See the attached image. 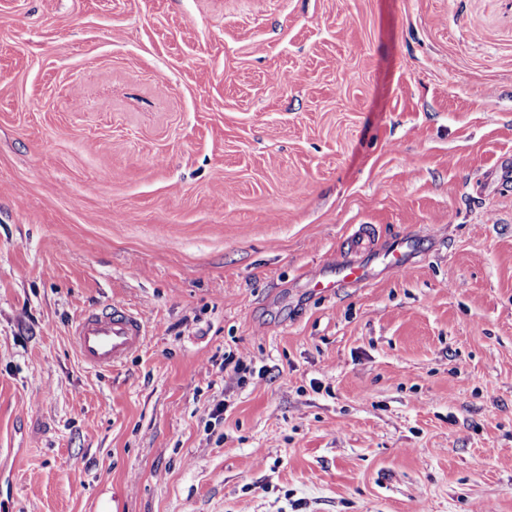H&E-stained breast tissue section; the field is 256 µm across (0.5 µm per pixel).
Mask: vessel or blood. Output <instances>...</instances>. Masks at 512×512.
Returning <instances> with one entry per match:
<instances>
[{
  "instance_id": "vessel-or-blood-1",
  "label": "vessel or blood",
  "mask_w": 512,
  "mask_h": 512,
  "mask_svg": "<svg viewBox=\"0 0 512 512\" xmlns=\"http://www.w3.org/2000/svg\"><path fill=\"white\" fill-rule=\"evenodd\" d=\"M367 271L359 264L337 267L332 279L318 278V292L330 293L341 283L365 279ZM145 338L142 318L124 305L113 304L109 310L89 312L75 327L71 341L78 356L87 366L112 371L123 366L129 356L141 348Z\"/></svg>"
}]
</instances>
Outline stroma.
<instances>
[{
	"mask_svg": "<svg viewBox=\"0 0 512 512\" xmlns=\"http://www.w3.org/2000/svg\"><path fill=\"white\" fill-rule=\"evenodd\" d=\"M0 512H512V0H0ZM367 271L364 266L360 264H346L336 268L335 279L315 278L313 280L314 286L320 293H330L335 291L341 283L360 281L365 279ZM144 338L142 318L124 305L112 303L109 310L89 312L75 327L71 341L87 366L112 371L141 348Z\"/></svg>",
	"mask_w": 512,
	"mask_h": 512,
	"instance_id": "obj_1",
	"label": "stroma"
}]
</instances>
